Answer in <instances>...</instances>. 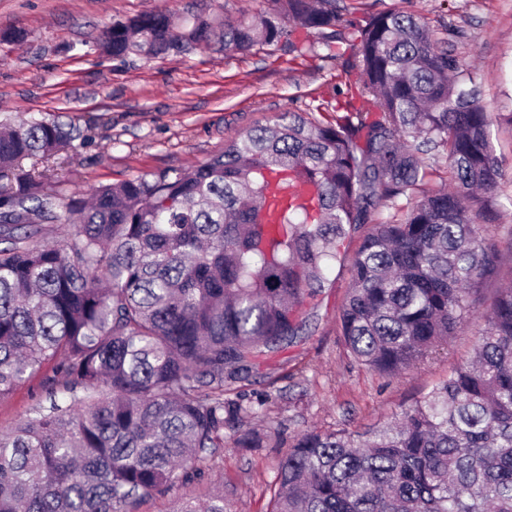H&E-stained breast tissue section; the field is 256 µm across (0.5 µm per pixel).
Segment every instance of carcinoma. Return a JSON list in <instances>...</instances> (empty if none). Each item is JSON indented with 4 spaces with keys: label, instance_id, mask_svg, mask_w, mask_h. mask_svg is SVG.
Returning a JSON list of instances; mask_svg holds the SVG:
<instances>
[{
    "label": "carcinoma",
    "instance_id": "obj_1",
    "mask_svg": "<svg viewBox=\"0 0 512 512\" xmlns=\"http://www.w3.org/2000/svg\"><path fill=\"white\" fill-rule=\"evenodd\" d=\"M270 2L224 26L143 13L106 28L100 51L247 53L278 41L285 19L328 47L338 38L336 0ZM356 32L364 110L333 123L285 113L204 164L100 186L61 213L36 166L80 127L0 131V396L53 372L49 408L0 435V512H136L202 482L224 428L249 411L225 388L301 335L325 268L360 230L339 315L357 362L392 376L475 315L484 328L473 356L394 420L300 434L268 512H512V245L492 234L501 171L487 113L414 15L371 13ZM432 152L449 161L448 189L415 200ZM284 170L289 204L272 226L268 176ZM403 198L402 219L374 222ZM37 219L75 231L45 243ZM490 280L501 285L488 299ZM175 512L231 507L218 487Z\"/></svg>",
    "mask_w": 512,
    "mask_h": 512
}]
</instances>
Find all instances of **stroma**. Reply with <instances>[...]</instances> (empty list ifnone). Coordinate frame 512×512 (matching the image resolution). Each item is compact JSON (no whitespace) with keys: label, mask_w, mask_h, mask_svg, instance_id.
I'll return each instance as SVG.
<instances>
[{"label":"stroma","mask_w":512,"mask_h":512,"mask_svg":"<svg viewBox=\"0 0 512 512\" xmlns=\"http://www.w3.org/2000/svg\"><path fill=\"white\" fill-rule=\"evenodd\" d=\"M346 23L333 47L311 37L295 56L296 34L284 23L279 41L246 54L220 45L124 60L100 54L106 26L146 11L235 21L266 12L269 0H0V117L74 121L83 137L52 159L47 190L58 205L100 185L118 184L168 168L200 165L226 140L284 112L320 111L326 120L362 107L357 76L348 64L357 50L352 20L386 10L414 13L433 45L451 50L472 77L490 115L488 132L503 178L495 191L499 221L512 226V0H336ZM18 32L21 42L5 41ZM361 243L352 234L333 262L327 283L306 309L303 336L269 354L236 389L255 403L238 425L225 428L204 485L181 487L147 499L140 512H172L205 486L225 487L235 512H266L277 463L289 444L310 429L361 431L387 421L466 361L482 321L447 350L399 375H378L347 352L338 326L350 271L348 257ZM42 367L0 397V432L13 430L40 406H49ZM265 405H257V398ZM266 435L264 447L239 448V436Z\"/></svg>","instance_id":"obj_1"}]
</instances>
